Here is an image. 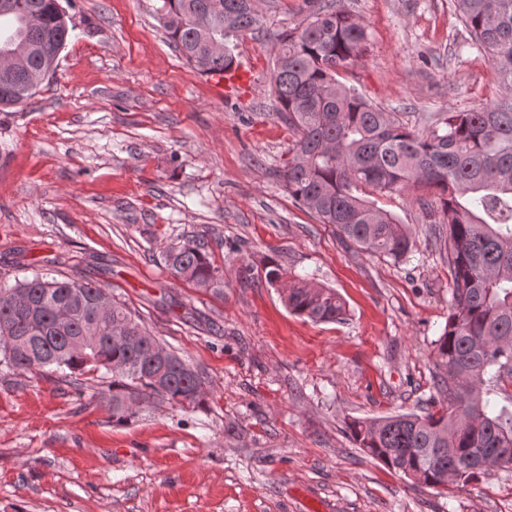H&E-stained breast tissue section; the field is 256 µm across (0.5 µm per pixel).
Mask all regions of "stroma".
<instances>
[{
  "instance_id": "obj_1",
  "label": "stroma",
  "mask_w": 512,
  "mask_h": 512,
  "mask_svg": "<svg viewBox=\"0 0 512 512\" xmlns=\"http://www.w3.org/2000/svg\"><path fill=\"white\" fill-rule=\"evenodd\" d=\"M369 42L337 79L423 131L499 97L487 55L459 52L456 0H331ZM161 0H67L53 75L0 112V283L46 267L121 299L202 375L204 401H155L114 423L112 376L0 362V512H512V465L427 487L363 453L355 419L447 402L435 342L453 281L438 203L418 186L371 193L412 233L394 262L342 241L289 195L292 138L270 92L275 38L307 0H256L238 41L249 87L226 92L186 63ZM198 240L218 289L176 279L172 247ZM285 282L336 291L346 314L291 313Z\"/></svg>"
}]
</instances>
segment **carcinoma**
<instances>
[{
    "mask_svg": "<svg viewBox=\"0 0 512 512\" xmlns=\"http://www.w3.org/2000/svg\"><path fill=\"white\" fill-rule=\"evenodd\" d=\"M0 13V54L28 49L22 68L0 76V112L32 97L47 79L44 55L60 54L69 33L59 0H7ZM164 27L182 58L200 73L235 64L241 34L260 23L255 0H162ZM469 46L491 59L503 93L470 112H450L421 133L394 112L340 84L338 70L366 49V28L349 14L314 0L305 23L273 44L271 92L293 138L284 167L288 192L322 224L363 251L400 262L413 252L406 225L367 198L409 186L439 199L438 223L454 305L435 341L448 372V407L423 415L355 420V445L418 485L467 483L512 464V409L494 396L512 381V0H456ZM224 54L208 59L205 37ZM172 274L197 286L218 273L201 244L170 249ZM100 288L89 278H61L41 268L0 284V354L20 371L101 368L112 394L101 395L112 420L125 423L153 399L203 401L199 371L166 350L122 300L101 314ZM289 309L314 322L345 314L335 291L300 279L286 288ZM124 324L131 339L112 340Z\"/></svg>",
    "mask_w": 512,
    "mask_h": 512,
    "instance_id": "carcinoma-1",
    "label": "carcinoma"
}]
</instances>
